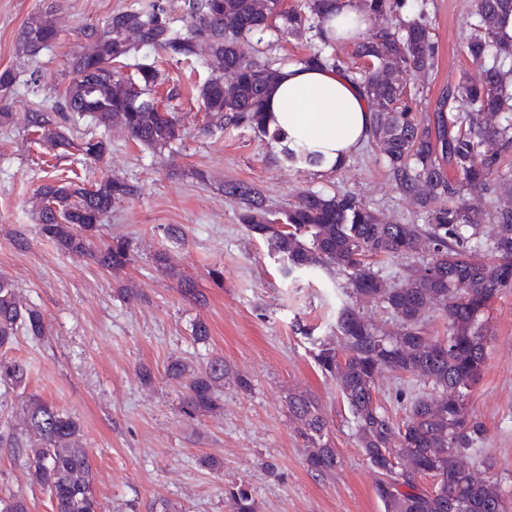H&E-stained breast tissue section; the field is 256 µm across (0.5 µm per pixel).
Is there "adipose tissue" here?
<instances>
[{"instance_id":"1","label":"adipose tissue","mask_w":512,"mask_h":512,"mask_svg":"<svg viewBox=\"0 0 512 512\" xmlns=\"http://www.w3.org/2000/svg\"><path fill=\"white\" fill-rule=\"evenodd\" d=\"M267 126L283 146L341 164L372 134L373 113L359 88L334 69L281 68L266 103Z\"/></svg>"}]
</instances>
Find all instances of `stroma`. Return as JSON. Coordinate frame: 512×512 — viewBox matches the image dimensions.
Wrapping results in <instances>:
<instances>
[{"instance_id": "35a3bbf8", "label": "stroma", "mask_w": 512, "mask_h": 512, "mask_svg": "<svg viewBox=\"0 0 512 512\" xmlns=\"http://www.w3.org/2000/svg\"><path fill=\"white\" fill-rule=\"evenodd\" d=\"M132 0H0V71L12 70L14 86L4 97L14 114L0 127V279L45 317L39 342L19 337L10 357L25 361L29 379L0 404V415L22 428L21 406L36 394L76 416L92 465L100 512H230L228 492L250 487L257 512H384L375 495V475L353 434L335 382L315 364L307 339L331 335L345 300L343 276L323 271L283 277L281 263L266 244L239 222V205L217 189L230 181L250 182L271 208L294 202L304 190L339 189L358 194L388 223L418 219L416 204L402 198L386 175L376 147L363 146L335 172L287 162L278 148L248 129L203 134L205 114L197 87L210 70L162 63L153 95L173 108L184 133L174 151L149 149L129 138L121 125L104 129L82 119L74 130L110 138L103 161L78 167L82 179L109 175L136 184L141 194L115 204L100 227L102 240L129 239L133 260L106 271L88 258L65 255L36 229L35 194L70 161L30 140L25 112L47 111L67 85L69 61L80 51L81 29L99 26ZM53 10L59 38L31 55L17 39L24 24ZM426 21L438 48V68L416 75V109L434 115L436 101L462 77L479 71L463 52L474 19L471 0H427ZM308 36L271 34L243 42L245 54L263 50L292 64L306 53ZM204 170L209 183L194 172ZM182 226L184 238H167V225ZM167 251L206 298H182L173 280L156 271L153 258ZM221 279H214L213 270ZM137 288L125 300L118 290ZM490 336L482 378L468 411L485 429L477 446L491 456L493 474L512 496V292L490 304ZM204 320L206 342L194 340L191 324ZM220 357L247 376L251 390L224 380L220 413L189 419L180 412L182 384L168 374L177 359L202 367ZM151 382H143L142 371ZM317 400L330 422V441L339 456L334 472L318 475L289 415L288 392ZM219 460V468L205 458ZM22 495L29 512H51L48 492L30 484L21 458L0 445V495Z\"/></svg>"}]
</instances>
